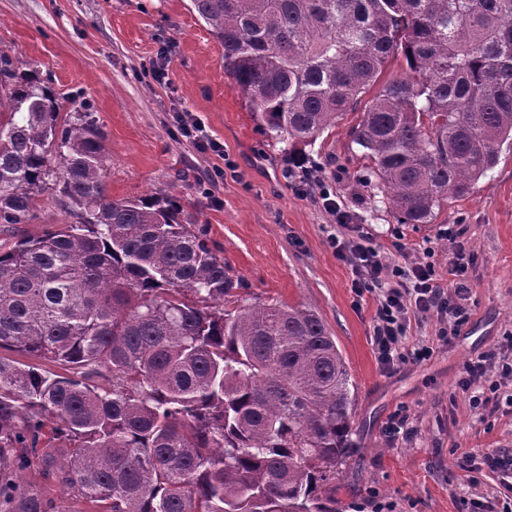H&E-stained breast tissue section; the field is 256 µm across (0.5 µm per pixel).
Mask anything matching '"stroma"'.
<instances>
[{"label": "stroma", "instance_id": "1", "mask_svg": "<svg viewBox=\"0 0 512 512\" xmlns=\"http://www.w3.org/2000/svg\"><path fill=\"white\" fill-rule=\"evenodd\" d=\"M0 50L48 77L59 97L90 102L118 199L171 191L242 281L239 305L307 304L335 336L354 384L352 448L336 476V512H465L477 499L502 504L500 476L466 482L459 453L512 454V407L484 416L461 387L468 362L512 336V149L469 195L449 200L429 224H402L384 194L365 185L368 161L348 114L315 143L272 139L224 73V51L191 0H0ZM164 65V79L151 70ZM186 111L220 143L203 152L178 133ZM330 184L364 228L365 246L388 262L430 258L448 276V230L475 255L471 316L422 362L382 371L372 342L376 303L357 300L352 268L329 236L349 238L322 205L291 184L302 170ZM409 434L389 438V418Z\"/></svg>", "mask_w": 512, "mask_h": 512}]
</instances>
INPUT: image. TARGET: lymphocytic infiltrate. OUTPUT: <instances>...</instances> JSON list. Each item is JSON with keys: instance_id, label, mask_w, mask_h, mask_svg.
Listing matches in <instances>:
<instances>
[{"instance_id": "1", "label": "lymphocytic infiltrate", "mask_w": 512, "mask_h": 512, "mask_svg": "<svg viewBox=\"0 0 512 512\" xmlns=\"http://www.w3.org/2000/svg\"><path fill=\"white\" fill-rule=\"evenodd\" d=\"M337 256L348 259L354 267L352 290L357 297L373 294L377 303L373 346L381 370L400 363L429 359L432 343L405 344L407 324L412 314H436L446 324L438 341L449 343L470 319L469 291L465 285L470 256L458 247L448 257V277L438 279L430 263L415 261L399 265L388 263L379 251L365 247L358 239L331 238ZM465 386L471 390L470 404L484 415L495 413L502 385L512 383V355L489 352L467 365ZM459 467L470 484H480L484 470H499L505 475L502 486L512 492V456L495 451L464 454Z\"/></svg>"}]
</instances>
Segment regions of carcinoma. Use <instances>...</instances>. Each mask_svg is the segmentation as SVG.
Instances as JSON below:
<instances>
[{"mask_svg":"<svg viewBox=\"0 0 512 512\" xmlns=\"http://www.w3.org/2000/svg\"><path fill=\"white\" fill-rule=\"evenodd\" d=\"M192 4L278 140L316 141L405 61L350 129L402 224L512 148V0ZM89 110L0 51V224L46 199L69 218L0 251V512H69L30 470L87 512H336L354 386L330 330L306 305L229 309L241 281L178 196H107Z\"/></svg>","mask_w":512,"mask_h":512,"instance_id":"1","label":"carcinoma"}]
</instances>
